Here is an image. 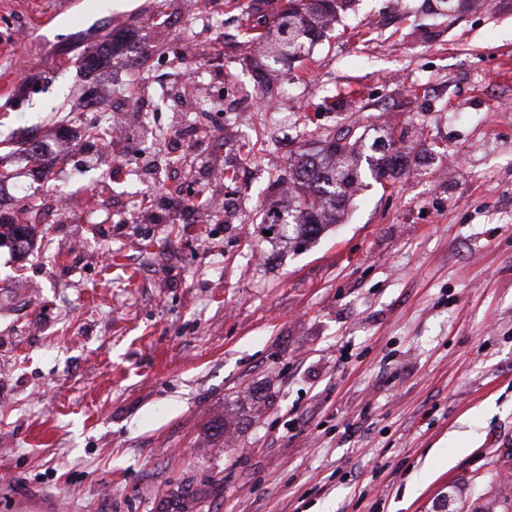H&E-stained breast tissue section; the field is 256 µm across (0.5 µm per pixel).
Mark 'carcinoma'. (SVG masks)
Returning a JSON list of instances; mask_svg holds the SVG:
<instances>
[{
	"label": "carcinoma",
	"mask_w": 512,
	"mask_h": 512,
	"mask_svg": "<svg viewBox=\"0 0 512 512\" xmlns=\"http://www.w3.org/2000/svg\"><path fill=\"white\" fill-rule=\"evenodd\" d=\"M355 0H280L276 13L258 16L253 39L259 46L258 58L269 67L301 57L305 49L319 41L325 29L353 10ZM436 10L453 16L480 0H434ZM395 128L383 130V135L371 145L356 139L334 138L325 142L313 156H301L288 169V210L273 214L267 230L306 245L321 233L327 224L341 219L348 202L363 188V176L370 172L379 180L399 178L408 167L406 156L377 157L368 153L377 143L392 146L402 140ZM31 221L27 224H6L0 216V243L8 240L20 249L31 244L36 233L42 208L28 204Z\"/></svg>",
	"instance_id": "carcinoma-1"
}]
</instances>
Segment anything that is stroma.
<instances>
[{"label":"stroma","instance_id":"35a3bbf8","mask_svg":"<svg viewBox=\"0 0 512 512\" xmlns=\"http://www.w3.org/2000/svg\"><path fill=\"white\" fill-rule=\"evenodd\" d=\"M71 2L0 0V155L68 144L50 181L10 156L0 191L91 201L0 247V512H165L196 488L192 512H512V0L451 20L359 0L268 75L237 51L252 0L216 23ZM145 49L167 96L102 153L75 107L156 97L128 69ZM217 60L235 96L203 117L180 80ZM383 124L405 174L312 244L270 243L290 163Z\"/></svg>","mask_w":512,"mask_h":512}]
</instances>
